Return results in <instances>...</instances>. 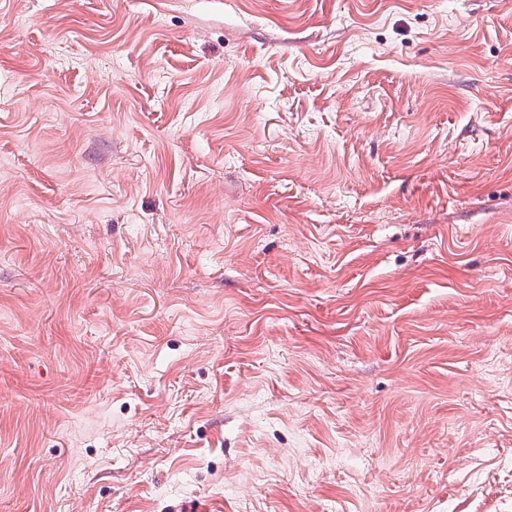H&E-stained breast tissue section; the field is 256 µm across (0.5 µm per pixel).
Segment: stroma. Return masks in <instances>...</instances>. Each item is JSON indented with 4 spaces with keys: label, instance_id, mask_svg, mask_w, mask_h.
Here are the masks:
<instances>
[{
    "label": "stroma",
    "instance_id": "35a3bbf8",
    "mask_svg": "<svg viewBox=\"0 0 512 512\" xmlns=\"http://www.w3.org/2000/svg\"><path fill=\"white\" fill-rule=\"evenodd\" d=\"M0 512H512V0H0Z\"/></svg>",
    "mask_w": 512,
    "mask_h": 512
}]
</instances>
